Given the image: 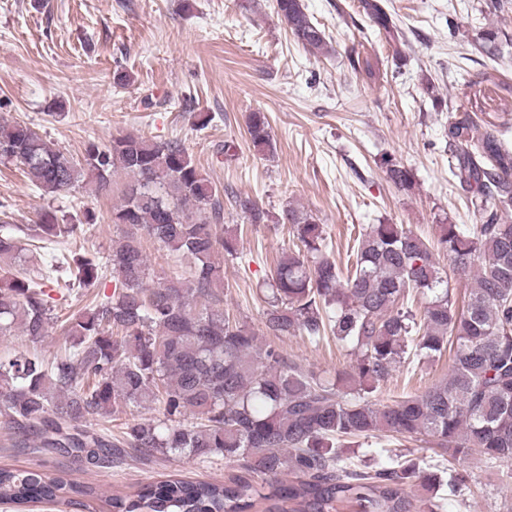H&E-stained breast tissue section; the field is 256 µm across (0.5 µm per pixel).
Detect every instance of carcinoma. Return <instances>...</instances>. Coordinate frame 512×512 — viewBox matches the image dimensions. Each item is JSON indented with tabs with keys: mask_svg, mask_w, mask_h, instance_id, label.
Masks as SVG:
<instances>
[{
	"mask_svg": "<svg viewBox=\"0 0 512 512\" xmlns=\"http://www.w3.org/2000/svg\"><path fill=\"white\" fill-rule=\"evenodd\" d=\"M361 7L386 40L399 37L381 0ZM282 22L304 47L328 54L325 31L302 0H276ZM248 134L263 153L275 150L266 116L252 112ZM457 151L453 175L476 193L480 224H439L441 269L426 242L402 224L358 229L344 270L331 235L313 214L290 207L283 223L296 238L264 282V325L275 337L318 345L332 335L353 357L333 380L306 371L276 347L263 345L244 322L224 316V266L241 257L240 232L224 228L218 188L180 145L125 135L81 160L51 147L26 125L0 123V161L17 160L46 194L84 183L125 189L112 207L123 224L112 240V295L67 319L69 345L52 360L27 351L0 358V413L25 444L36 430L41 447L107 461L123 449L85 429L96 417L159 405L164 419L126 423L122 444L144 457H220L237 462L223 483L169 476L107 502L112 512H434L439 481L417 458L391 456L358 469L346 449L370 438L422 440L448 458V491L475 484L460 460L474 450L487 468L512 465V151L495 131L470 118L451 122ZM399 189L414 186L404 166L388 162ZM252 224L266 211L236 200ZM82 224H59L45 212L35 237H75ZM157 243L180 265L154 276L143 243ZM21 240L0 225V261L13 260ZM465 287L450 292L448 274ZM43 280L83 287L102 277L91 258L48 254ZM157 279L156 285L149 281ZM48 295L33 279L0 276V337L19 330L36 341L51 322ZM449 355L448 376L419 394L381 399L378 391L412 357ZM199 423H186L189 414ZM94 497L63 473L0 468V501L24 505Z\"/></svg>",
	"mask_w": 512,
	"mask_h": 512,
	"instance_id": "carcinoma-1",
	"label": "carcinoma"
}]
</instances>
